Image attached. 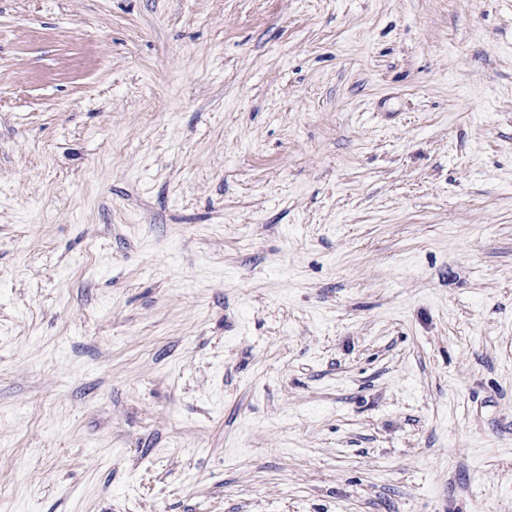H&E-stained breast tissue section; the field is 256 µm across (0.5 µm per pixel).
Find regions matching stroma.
Returning a JSON list of instances; mask_svg holds the SVG:
<instances>
[{"mask_svg":"<svg viewBox=\"0 0 512 512\" xmlns=\"http://www.w3.org/2000/svg\"><path fill=\"white\" fill-rule=\"evenodd\" d=\"M0 512H512V0H0Z\"/></svg>","mask_w":512,"mask_h":512,"instance_id":"obj_1","label":"stroma"}]
</instances>
